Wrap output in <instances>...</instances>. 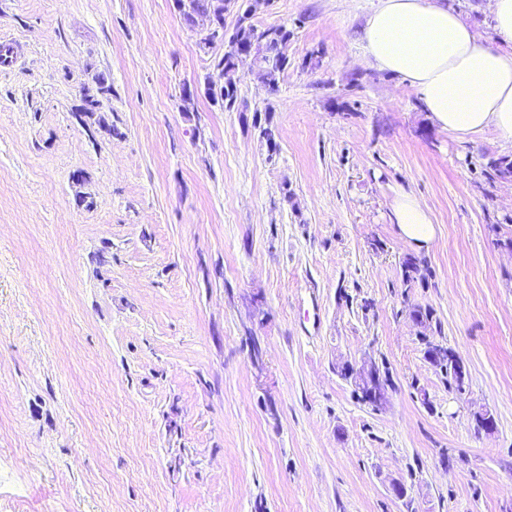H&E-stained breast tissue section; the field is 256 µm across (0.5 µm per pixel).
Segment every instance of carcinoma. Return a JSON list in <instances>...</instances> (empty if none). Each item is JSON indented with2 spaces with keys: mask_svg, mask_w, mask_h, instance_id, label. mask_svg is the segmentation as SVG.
I'll return each instance as SVG.
<instances>
[{
  "mask_svg": "<svg viewBox=\"0 0 512 512\" xmlns=\"http://www.w3.org/2000/svg\"><path fill=\"white\" fill-rule=\"evenodd\" d=\"M227 2L229 0H184L180 16L186 24L196 14L214 15L222 20L227 13ZM224 35L228 37L227 45L223 46V53L214 57V68L221 77L220 98L214 100V103L227 111L237 108L241 77L235 63V54L239 51L262 58L264 66L256 72V78L268 86L270 91H277L280 74L288 67V43L294 37V32L283 25H272L259 30L249 21L248 15L243 13L238 16L232 30L224 32ZM488 167L496 177L512 179V158H492ZM420 264L421 260L411 254L403 259V282L406 286L409 287L415 282ZM455 356L454 351H448V359L440 364V370L448 377V382L460 392L463 386L458 382Z\"/></svg>",
  "mask_w": 512,
  "mask_h": 512,
  "instance_id": "cac0c4a2",
  "label": "carcinoma"
}]
</instances>
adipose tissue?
<instances>
[{"label": "adipose tissue", "mask_w": 512, "mask_h": 512, "mask_svg": "<svg viewBox=\"0 0 512 512\" xmlns=\"http://www.w3.org/2000/svg\"><path fill=\"white\" fill-rule=\"evenodd\" d=\"M488 43L442 0H378L364 27L368 63L401 77L432 122L458 138L494 131L512 144V0H491ZM400 237L422 248L436 228L427 205L397 194Z\"/></svg>", "instance_id": "obj_1"}]
</instances>
